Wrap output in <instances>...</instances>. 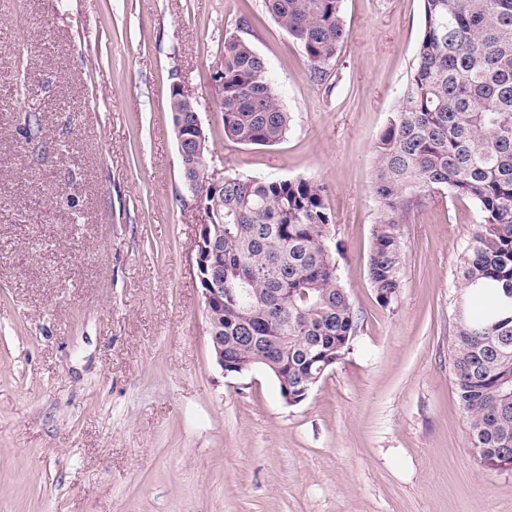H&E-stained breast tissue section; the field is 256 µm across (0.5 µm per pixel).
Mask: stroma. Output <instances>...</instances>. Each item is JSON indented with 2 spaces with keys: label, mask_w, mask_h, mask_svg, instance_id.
Instances as JSON below:
<instances>
[{
  "label": "stroma",
  "mask_w": 512,
  "mask_h": 512,
  "mask_svg": "<svg viewBox=\"0 0 512 512\" xmlns=\"http://www.w3.org/2000/svg\"><path fill=\"white\" fill-rule=\"evenodd\" d=\"M342 9L319 85L264 0H0V512H512V473L469 453L448 358L475 204L444 191L412 213L390 304L367 275L374 144L423 0ZM228 34L264 59L291 114L277 145L224 136ZM175 85L215 176L327 189L359 322L299 404L265 368L226 374L212 357Z\"/></svg>",
  "instance_id": "obj_1"
}]
</instances>
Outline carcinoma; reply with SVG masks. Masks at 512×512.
I'll list each match as a JSON object with an SVG mask.
<instances>
[{
  "instance_id": "obj_1",
  "label": "carcinoma",
  "mask_w": 512,
  "mask_h": 512,
  "mask_svg": "<svg viewBox=\"0 0 512 512\" xmlns=\"http://www.w3.org/2000/svg\"><path fill=\"white\" fill-rule=\"evenodd\" d=\"M265 7L302 47L310 77L326 81L345 38L342 0H265ZM216 79L229 141L273 146L285 138L290 113L249 41L224 37ZM195 109L171 88L170 119L186 136ZM374 152L378 215L368 277L382 304L401 287L404 224L414 209L444 190L477 207L460 271L485 305L473 313L460 306L449 360L471 455L484 466L512 459V303H503L512 293V0H423L416 62ZM211 162L208 151L185 156L184 175L200 192ZM218 206L224 353L242 362L265 351L288 363V382L298 386L325 374L358 326L331 249L325 186L230 174ZM241 288L253 294L249 311ZM242 336L255 337L254 345H241Z\"/></svg>"
}]
</instances>
